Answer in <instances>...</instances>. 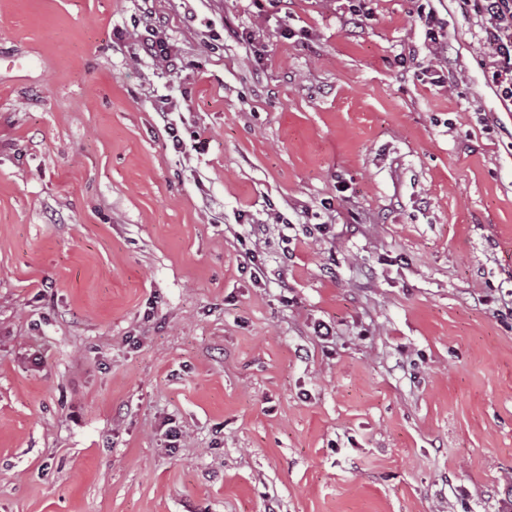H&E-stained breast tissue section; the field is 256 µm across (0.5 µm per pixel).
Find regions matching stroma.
<instances>
[{"label": "stroma", "mask_w": 512, "mask_h": 512, "mask_svg": "<svg viewBox=\"0 0 512 512\" xmlns=\"http://www.w3.org/2000/svg\"><path fill=\"white\" fill-rule=\"evenodd\" d=\"M360 10L0 0V512H500L512 112L474 0ZM143 18L146 23L145 30L148 33L141 44L144 55L155 61L160 67L166 68L169 73L178 75L183 67L180 54L170 43L166 32L152 24V12L147 8Z\"/></svg>", "instance_id": "stroma-1"}]
</instances>
